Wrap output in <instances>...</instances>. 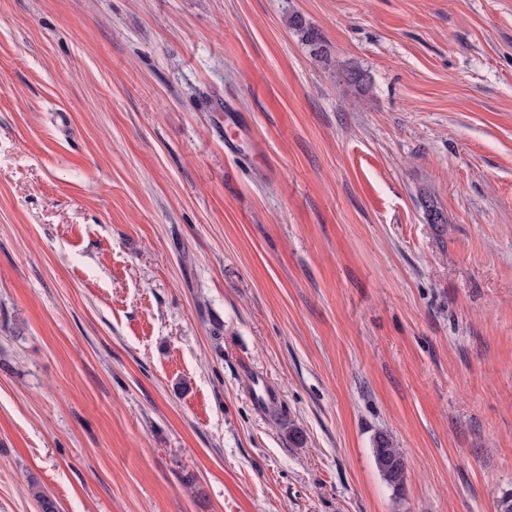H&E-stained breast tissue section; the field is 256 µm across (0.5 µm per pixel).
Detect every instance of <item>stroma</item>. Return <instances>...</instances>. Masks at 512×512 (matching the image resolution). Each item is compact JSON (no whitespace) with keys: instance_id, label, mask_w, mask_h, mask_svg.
Listing matches in <instances>:
<instances>
[{"instance_id":"obj_1","label":"stroma","mask_w":512,"mask_h":512,"mask_svg":"<svg viewBox=\"0 0 512 512\" xmlns=\"http://www.w3.org/2000/svg\"><path fill=\"white\" fill-rule=\"evenodd\" d=\"M32 479L60 512H496L512 0H0V512ZM372 453L384 480L394 490H398L404 480L405 462L402 450L396 447L390 437L378 434L373 441Z\"/></svg>"}]
</instances>
